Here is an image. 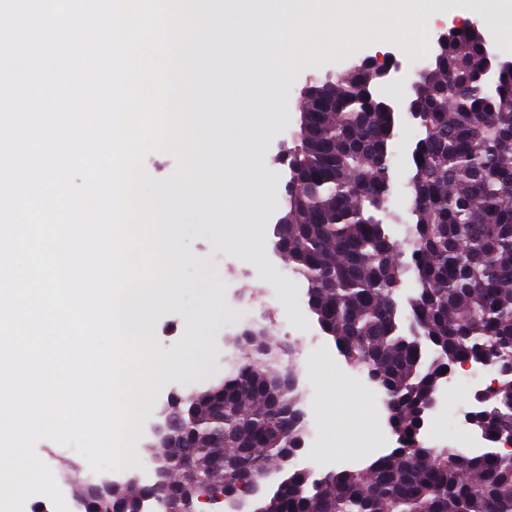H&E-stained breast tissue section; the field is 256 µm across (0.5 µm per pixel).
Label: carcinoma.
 <instances>
[{
	"mask_svg": "<svg viewBox=\"0 0 512 512\" xmlns=\"http://www.w3.org/2000/svg\"><path fill=\"white\" fill-rule=\"evenodd\" d=\"M486 66L483 34L464 28L436 41L414 73L419 134L400 241L385 223L397 116L371 96L376 71L364 61L308 88L275 247L305 282L323 333L378 378L400 443L365 469L313 481L295 465L262 512H512L511 455L469 457L419 439L435 393L464 362L498 374L475 424L492 444L512 434V67L489 82ZM410 276L405 312L399 294ZM266 335L254 326L223 381L188 400L192 423L175 437L194 446L200 467L174 475L171 493L140 485L102 499L84 489L83 512H143L149 499L164 512L168 498L284 467L304 420L296 375ZM217 456L220 477L209 471Z\"/></svg>",
	"mask_w": 512,
	"mask_h": 512,
	"instance_id": "cac0c4a2",
	"label": "carcinoma"
}]
</instances>
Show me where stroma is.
Listing matches in <instances>:
<instances>
[{"label":"stroma","instance_id":"35a3bbf8","mask_svg":"<svg viewBox=\"0 0 512 512\" xmlns=\"http://www.w3.org/2000/svg\"><path fill=\"white\" fill-rule=\"evenodd\" d=\"M379 53L392 54L405 61V53L391 43H372L359 49L340 64L327 63L301 69L296 81L281 99L289 108L284 117L270 119L263 130V161L267 172L264 183L266 205L260 226V239L254 248L242 243L216 245L213 239L199 237L193 225H185L182 244L186 259L178 270L185 287L174 306L156 309L151 333L161 350L180 357L189 342H197L196 359L187 367L168 369L160 391L151 399L152 408L142 423L143 436L136 439L139 458H146L155 439L152 424L162 421L167 401L173 394L190 395L196 389L222 379L227 360L240 350L234 339L253 319L266 324L270 344L294 352L293 369L298 374L300 405L309 410L317 430L316 455L320 464L314 476L337 470L345 457L361 458L363 464L375 460V437L389 431L387 420H375L374 403L364 372L348 365L339 356L333 341L320 329L307 307L306 285L288 267L283 255L271 245L274 225L285 209L287 164L280 158L281 146L291 133L303 106V91L310 79L336 74L360 60ZM418 129L412 120L400 121L391 145V195L389 209L395 222L388 228L394 238H402L411 205L409 179L411 151ZM473 397L466 387L449 389V414L440 416L433 433L425 436L434 448L462 446L467 430L460 413ZM36 452L52 470L69 512H80L81 492L87 461L74 447L50 440L39 441Z\"/></svg>","mask_w":512,"mask_h":512}]
</instances>
